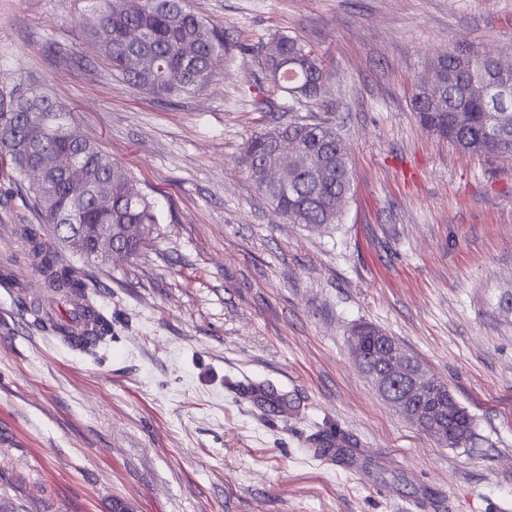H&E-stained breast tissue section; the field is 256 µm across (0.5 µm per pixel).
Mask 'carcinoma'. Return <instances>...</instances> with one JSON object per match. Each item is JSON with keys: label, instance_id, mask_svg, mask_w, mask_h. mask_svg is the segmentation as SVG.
I'll use <instances>...</instances> for the list:
<instances>
[{"label": "carcinoma", "instance_id": "obj_1", "mask_svg": "<svg viewBox=\"0 0 512 512\" xmlns=\"http://www.w3.org/2000/svg\"><path fill=\"white\" fill-rule=\"evenodd\" d=\"M95 22L88 36L100 47V56L124 80L159 97L173 98L206 88L224 59V34L187 9L184 0H89ZM191 48L193 57L184 56ZM268 89L255 100L261 112H291L290 120L250 137L241 164L256 189L291 224L308 228L339 222L342 202L351 192L352 172L343 139L330 119L314 121L297 114L324 106L328 77L323 60L299 39L275 36L264 46ZM444 84L441 99L432 98L431 84ZM487 87L483 97H472V85ZM412 106L420 123L436 136L472 155L512 160V73L493 72L490 56L446 52L432 61L414 84ZM70 111L46 91L14 89L0 98V158L9 162L11 176L22 183L24 159L12 142L26 139L45 164L44 178L29 180L39 223L22 224L29 266L42 277L52 297L86 298L79 272L62 263L57 246L94 259L91 239L81 249L68 242L60 225L97 224L136 226L133 237H116V250L137 256L159 223L153 204L124 167L93 142L70 141L65 133ZM286 137L296 152L282 161L288 166V187L264 184L263 164L274 156V143ZM84 168V181L66 177L70 164ZM112 180V195L99 198L94 185ZM439 402L453 401L451 417L460 432L458 446L475 436V418L461 406L447 384L435 380ZM247 392L272 408L285 403L274 389L252 385Z\"/></svg>", "mask_w": 512, "mask_h": 512}]
</instances>
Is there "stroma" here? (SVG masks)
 <instances>
[{
	"instance_id": "stroma-1",
	"label": "stroma",
	"mask_w": 512,
	"mask_h": 512,
	"mask_svg": "<svg viewBox=\"0 0 512 512\" xmlns=\"http://www.w3.org/2000/svg\"><path fill=\"white\" fill-rule=\"evenodd\" d=\"M185 4L227 48L205 90L169 101L100 59L87 0H0V91L50 92L159 216L137 258L63 255L112 324L97 357L0 286V512H512V162L411 105L438 53L512 60V0ZM276 35L329 72L353 175L341 223H287L240 163L289 118L254 108ZM37 221L1 171L0 224ZM361 321L447 384L473 445L441 446L379 395L350 346ZM329 432L345 459L316 454Z\"/></svg>"
}]
</instances>
